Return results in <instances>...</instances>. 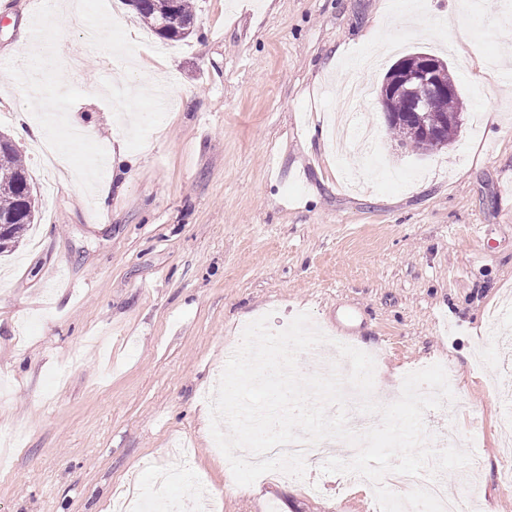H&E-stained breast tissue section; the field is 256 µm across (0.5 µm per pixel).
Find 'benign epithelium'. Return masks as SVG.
I'll list each match as a JSON object with an SVG mask.
<instances>
[{"label": "benign epithelium", "instance_id": "7a95c632", "mask_svg": "<svg viewBox=\"0 0 512 512\" xmlns=\"http://www.w3.org/2000/svg\"><path fill=\"white\" fill-rule=\"evenodd\" d=\"M447 63L433 55L416 53L399 59L385 76L380 88V103L386 120H391L394 113L388 110V100L402 96L414 86L426 90V95L411 101V109L404 117L416 121L425 112L439 111L442 99L451 94H459L458 85L451 81H441V73Z\"/></svg>", "mask_w": 512, "mask_h": 512}]
</instances>
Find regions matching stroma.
<instances>
[{
    "instance_id": "stroma-1",
    "label": "stroma",
    "mask_w": 512,
    "mask_h": 512,
    "mask_svg": "<svg viewBox=\"0 0 512 512\" xmlns=\"http://www.w3.org/2000/svg\"><path fill=\"white\" fill-rule=\"evenodd\" d=\"M471 16L426 37L456 0H193L186 40L159 39L121 0H76L86 42L61 0H0V132L27 161L38 220L0 257V512H111L120 490L153 489L158 467L187 468L171 495L211 488L219 512H373L365 491L297 481L237 485L210 433L209 393L237 330L310 313L324 334L382 355L373 396L401 394L411 366L458 378L439 432L480 461L447 473L476 484L475 512H505L501 415L512 409V0H473ZM39 39L78 81L26 83L19 46ZM414 52L445 60L463 101L455 141L420 154L377 105L390 67ZM165 74L136 99L118 69ZM367 87L344 103L326 70ZM138 100L140 122L112 104ZM87 137L46 167L17 135L33 96ZM498 119H483L484 108ZM380 135L377 161L330 145L336 113ZM123 143L115 178L98 166ZM108 184L106 204L96 185Z\"/></svg>"
}]
</instances>
